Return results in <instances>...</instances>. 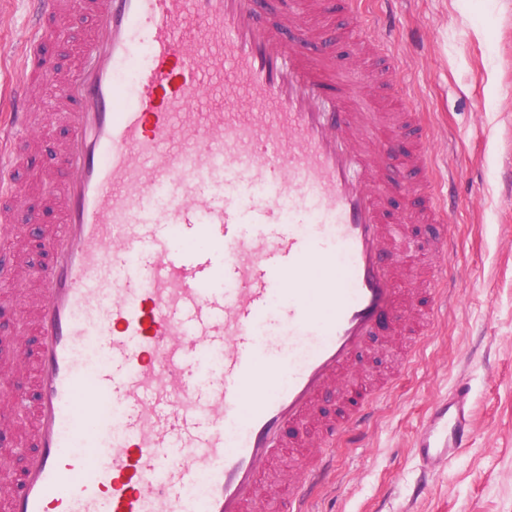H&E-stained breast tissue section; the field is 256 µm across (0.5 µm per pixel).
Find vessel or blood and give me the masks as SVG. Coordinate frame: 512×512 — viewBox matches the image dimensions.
Returning a JSON list of instances; mask_svg holds the SVG:
<instances>
[{"label": "vessel or blood", "instance_id": "b4317fda", "mask_svg": "<svg viewBox=\"0 0 512 512\" xmlns=\"http://www.w3.org/2000/svg\"><path fill=\"white\" fill-rule=\"evenodd\" d=\"M321 8L281 0L273 22L264 0H71L92 26L54 106L71 136L52 199L62 227L42 240L38 451L7 512H251L258 502L305 512L337 438L371 416L373 391L327 430L303 485L277 498L268 465L289 427L404 316L390 258L405 228L384 221L387 187L374 174L384 159L363 148H391L395 130L360 99L331 97L324 53L290 43L289 24ZM60 9L38 0L32 40ZM14 65L25 80L0 132V207L22 196L15 143L34 132L26 77L56 75L25 47ZM409 166L421 216L439 227L434 297L416 313L428 333L452 235L431 156L418 150ZM278 295L287 301L275 312ZM466 394L436 404L420 460L470 442Z\"/></svg>", "mask_w": 512, "mask_h": 512}]
</instances>
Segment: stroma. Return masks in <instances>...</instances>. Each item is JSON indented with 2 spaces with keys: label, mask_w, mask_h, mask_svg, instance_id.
I'll return each instance as SVG.
<instances>
[{
  "label": "stroma",
  "mask_w": 512,
  "mask_h": 512,
  "mask_svg": "<svg viewBox=\"0 0 512 512\" xmlns=\"http://www.w3.org/2000/svg\"><path fill=\"white\" fill-rule=\"evenodd\" d=\"M363 25L353 31L347 0H331L312 37V49L327 48L336 72L357 93L372 75L376 52L395 63L388 88L368 98L370 112L393 108L392 87L415 100L435 158L434 176L452 183L447 198L455 246L448 261L455 288L438 323L406 368L377 336L355 360L369 381L390 380L363 433L336 447V470L316 485L308 512H512V193L503 177L512 167V0H359ZM28 4L12 0L0 11V82L16 76L12 50L24 43ZM85 35L81 23L61 25L36 51L53 58L59 76L42 80L33 98L36 133L23 147L17 178L24 187L12 242L24 269L0 286V303L20 315L0 319V336H20L28 352L34 333L45 263L37 245L57 231V214L43 197L44 182L58 169L50 157L70 136L48 102L60 95L61 77L78 64ZM385 208L412 210L405 190L411 179L399 158L388 160ZM428 224L407 226L405 278L424 283L435 258L418 249ZM469 389L472 439L446 465L423 475L415 455L416 433L430 408L457 386ZM12 393H0V428L14 451L0 460L14 480L22 478L33 449L32 413H15Z\"/></svg>",
  "instance_id": "1"
}]
</instances>
